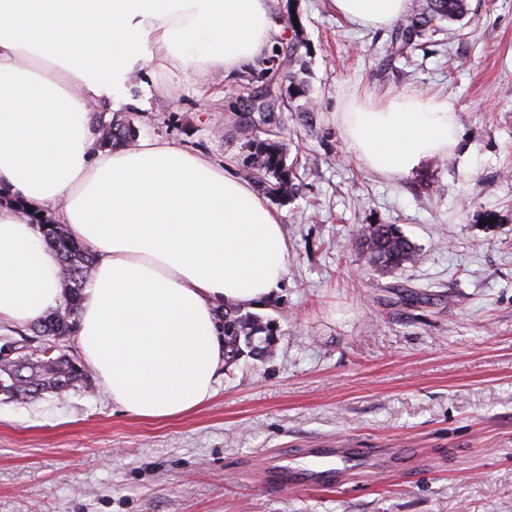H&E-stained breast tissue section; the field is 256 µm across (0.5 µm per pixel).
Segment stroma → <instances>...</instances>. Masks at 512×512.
Masks as SVG:
<instances>
[{"mask_svg": "<svg viewBox=\"0 0 512 512\" xmlns=\"http://www.w3.org/2000/svg\"><path fill=\"white\" fill-rule=\"evenodd\" d=\"M312 111L279 114L298 194L279 205L287 273L257 308L270 354L226 367L173 420L138 419L99 380L57 399L0 400V512H512V0H467L443 44L384 68L390 28L331 0H278ZM236 77H136L116 111L240 173ZM453 102L458 140L408 174L371 169L342 114L363 94ZM393 224L419 261L366 266L361 227ZM404 449L339 491L263 481V455Z\"/></svg>", "mask_w": 512, "mask_h": 512, "instance_id": "1", "label": "stroma"}]
</instances>
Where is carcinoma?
<instances>
[{
  "label": "carcinoma",
  "mask_w": 512,
  "mask_h": 512,
  "mask_svg": "<svg viewBox=\"0 0 512 512\" xmlns=\"http://www.w3.org/2000/svg\"><path fill=\"white\" fill-rule=\"evenodd\" d=\"M466 0H422L411 17L398 24L393 31L387 49L386 62L392 66L407 57L409 49L416 43L438 31V22L457 20L466 14ZM298 55V46L291 43L288 49L271 51L258 61L246 77L248 83L267 80L261 90L273 97L278 94L279 82H288V90L304 93V83L294 71L283 66L293 62ZM96 123L103 131L102 145L128 144L135 140L136 131L131 122L106 119V113L95 114ZM243 126H275L279 124L276 112H257L242 118ZM243 175L252 180L264 195L272 200L286 202L299 190L292 168L283 167L287 159L285 143L280 133L272 132L264 139H249L243 144ZM32 223L41 230L46 244L58 256L63 300L59 308L44 318L33 322L29 331L44 338L38 349L31 350L27 344L20 345L22 352L15 359L0 364V394L12 401H25L45 393L61 397L83 384H88L91 370L84 363L64 353L46 355L56 340L74 335L79 315L82 294L89 281L90 269L95 262V251L91 246L74 239L63 224L45 221L35 214ZM360 245L366 263L376 271L393 272L408 264L418 262L417 246L402 235L392 224L369 225L362 231ZM224 321V364L233 363L244 349L250 347V336L265 335L269 349L273 342L276 325L274 321L245 312L239 304L226 303L220 306Z\"/></svg>",
  "instance_id": "obj_1"
}]
</instances>
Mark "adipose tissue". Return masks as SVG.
I'll return each instance as SVG.
<instances>
[{"instance_id": "1", "label": "adipose tissue", "mask_w": 512, "mask_h": 512, "mask_svg": "<svg viewBox=\"0 0 512 512\" xmlns=\"http://www.w3.org/2000/svg\"><path fill=\"white\" fill-rule=\"evenodd\" d=\"M383 28L410 0H332ZM277 0H0V326H27L61 301L60 266L29 217L53 206L97 261L77 323L83 360L114 404L179 417L215 393L224 364L216 308L263 304L288 266L281 214L247 180L178 145L99 146L89 115L119 109L146 66L224 76L279 35ZM361 159L404 174L447 152L448 100L367 94L343 114Z\"/></svg>"}]
</instances>
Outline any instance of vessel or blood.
Here are the masks:
<instances>
[{"label":"vessel or blood","instance_id":"1","mask_svg":"<svg viewBox=\"0 0 512 512\" xmlns=\"http://www.w3.org/2000/svg\"><path fill=\"white\" fill-rule=\"evenodd\" d=\"M380 454L377 448H304L271 460L266 476L286 487L332 489L343 484L360 463Z\"/></svg>","mask_w":512,"mask_h":512}]
</instances>
